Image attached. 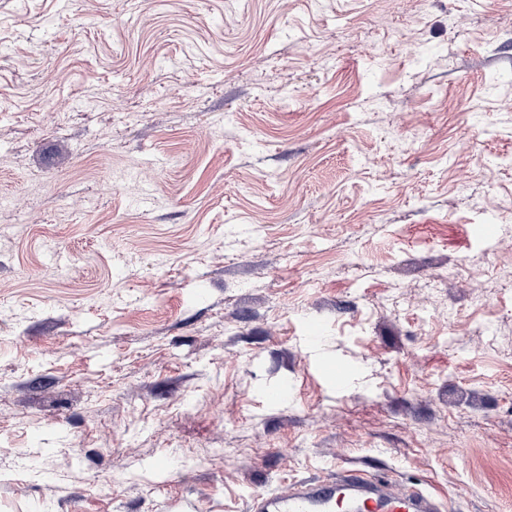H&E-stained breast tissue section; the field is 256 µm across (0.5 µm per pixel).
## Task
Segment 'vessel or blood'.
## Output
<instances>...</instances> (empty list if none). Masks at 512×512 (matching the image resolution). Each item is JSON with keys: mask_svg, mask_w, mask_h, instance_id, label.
I'll list each match as a JSON object with an SVG mask.
<instances>
[{"mask_svg": "<svg viewBox=\"0 0 512 512\" xmlns=\"http://www.w3.org/2000/svg\"><path fill=\"white\" fill-rule=\"evenodd\" d=\"M250 512H441V508L433 494L381 475L349 471L258 495Z\"/></svg>", "mask_w": 512, "mask_h": 512, "instance_id": "b4317fda", "label": "vessel or blood"}]
</instances>
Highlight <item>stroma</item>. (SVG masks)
<instances>
[{
  "instance_id": "obj_1",
  "label": "stroma",
  "mask_w": 512,
  "mask_h": 512,
  "mask_svg": "<svg viewBox=\"0 0 512 512\" xmlns=\"http://www.w3.org/2000/svg\"><path fill=\"white\" fill-rule=\"evenodd\" d=\"M506 94L512 0H0V512H512ZM251 512H440L431 493L407 488L385 476L347 471L314 478L254 497Z\"/></svg>"
}]
</instances>
